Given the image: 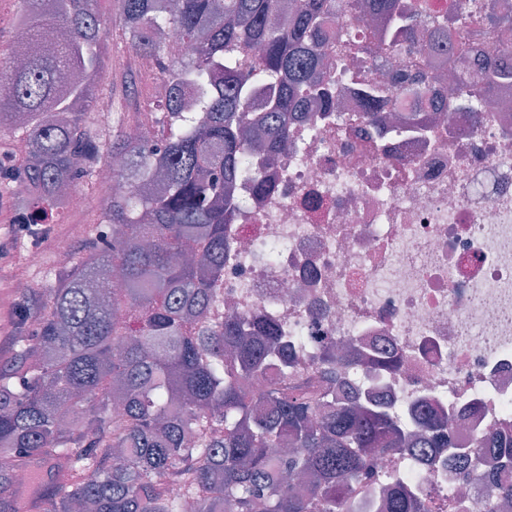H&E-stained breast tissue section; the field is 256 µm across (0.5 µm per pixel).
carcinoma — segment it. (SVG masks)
Segmentation results:
<instances>
[{"label":"carcinoma","instance_id":"cac0c4a2","mask_svg":"<svg viewBox=\"0 0 512 512\" xmlns=\"http://www.w3.org/2000/svg\"><path fill=\"white\" fill-rule=\"evenodd\" d=\"M30 36L45 28L64 39L21 66L0 58V128L20 133L22 160L0 155V193L19 183L27 224H49L66 205L64 184L98 185L102 158H121V187L101 202L105 229L80 259L59 267L47 288L21 293L22 326L11 364L0 366V512H348L361 487L378 484L386 512H426L399 472L381 457L430 449L477 480L476 512L512 504V480L481 470L496 449L512 461V437L487 431L457 447L448 422L419 414L406 430L394 408L343 399L338 375L367 364L351 350L325 349L311 367L260 316L211 317L220 307L224 226L246 159L288 144V113L310 99L335 108L317 78L326 57L353 37L326 33L336 0H117L126 52L154 63L166 85L156 103L159 139L133 137L126 95H109L112 130H93L96 79L107 62L110 21L99 0H17ZM373 37L417 54L424 0H357ZM486 33L480 71L459 70L466 88L512 85L496 57L512 37V14L495 0L475 4ZM463 0L450 5L448 64L469 49L452 41L469 23ZM180 56H166L165 34ZM426 66L364 88L363 119L398 109L403 93L433 83ZM108 272L110 301L96 296ZM47 467L52 489L22 499L20 474Z\"/></svg>","mask_w":512,"mask_h":512}]
</instances>
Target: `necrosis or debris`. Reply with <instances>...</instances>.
Wrapping results in <instances>:
<instances>
[{"mask_svg":"<svg viewBox=\"0 0 512 512\" xmlns=\"http://www.w3.org/2000/svg\"><path fill=\"white\" fill-rule=\"evenodd\" d=\"M360 54L324 78L340 106L310 100L288 115L290 147L254 155L269 189L240 180L225 225L223 312L262 313L307 357L330 344L396 349L392 371L367 368L402 412L447 414L468 446L488 430L512 435V91L476 116L428 108L369 127ZM430 512H475V483L418 464Z\"/></svg>","mask_w":512,"mask_h":512,"instance_id":"obj_1","label":"necrosis or debris"}]
</instances>
